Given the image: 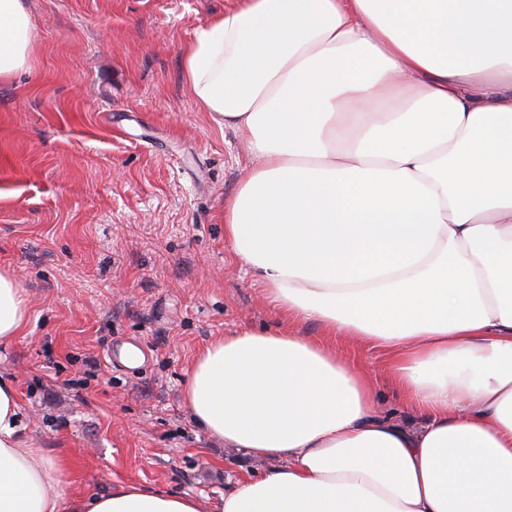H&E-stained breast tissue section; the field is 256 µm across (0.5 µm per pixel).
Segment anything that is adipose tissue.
Here are the masks:
<instances>
[{"label": "adipose tissue", "mask_w": 512, "mask_h": 512, "mask_svg": "<svg viewBox=\"0 0 512 512\" xmlns=\"http://www.w3.org/2000/svg\"><path fill=\"white\" fill-rule=\"evenodd\" d=\"M35 40L0 0V81ZM182 56L250 156L224 237L277 316L205 346L185 407L269 466L209 507L68 495L0 380V512H512V0H240ZM28 315L0 273V343ZM296 323L383 349L412 418Z\"/></svg>", "instance_id": "obj_1"}]
</instances>
